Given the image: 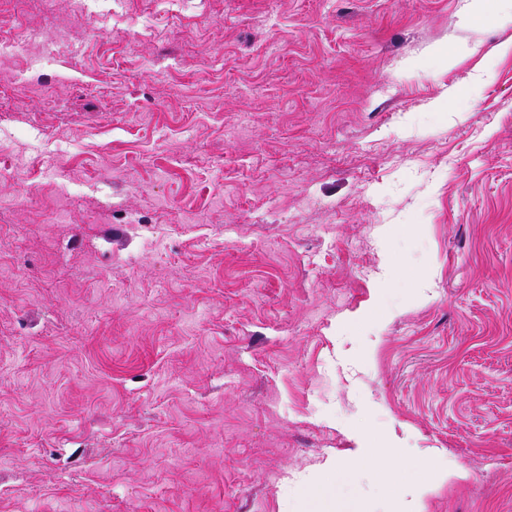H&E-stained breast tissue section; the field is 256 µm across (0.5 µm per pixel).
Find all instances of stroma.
<instances>
[{
  "mask_svg": "<svg viewBox=\"0 0 512 512\" xmlns=\"http://www.w3.org/2000/svg\"><path fill=\"white\" fill-rule=\"evenodd\" d=\"M32 3L0 512H512V9ZM432 488L422 484L404 490L399 496L400 510L398 512H424L425 498Z\"/></svg>",
  "mask_w": 512,
  "mask_h": 512,
  "instance_id": "35a3bbf8",
  "label": "stroma"
}]
</instances>
